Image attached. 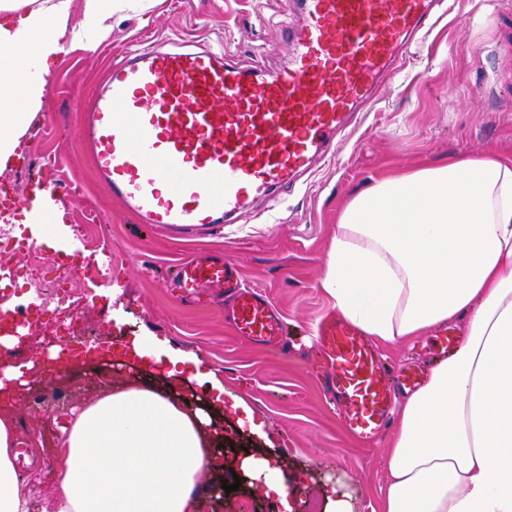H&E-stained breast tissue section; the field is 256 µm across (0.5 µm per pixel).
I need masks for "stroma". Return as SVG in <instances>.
<instances>
[{"mask_svg": "<svg viewBox=\"0 0 512 512\" xmlns=\"http://www.w3.org/2000/svg\"><path fill=\"white\" fill-rule=\"evenodd\" d=\"M298 0H140L112 18V36L95 49L66 47L47 77L55 93L50 111L37 112L21 139L13 166L0 173V190L26 207L32 186L56 189L66 218L55 247L31 242L23 225L10 226L15 242L9 273L0 275V310L18 325L36 293L33 277L65 295L68 311L47 313L40 334L18 346L28 363L44 359L77 313L84 334L116 347L152 334L201 360L230 394L247 396L262 435L239 426L233 410L218 421L236 446L272 445L288 475L295 512H323L325 490L336 489L350 512H379L386 484L383 450L396 431L388 421L374 444L344 426L335 393L326 389L319 343L323 318L333 307L321 292L324 256L338 217L360 191L395 170L437 165L454 155L512 156V98L498 89L499 43L492 31L500 0H451L450 10L413 46L400 74L380 81L363 124L339 147L337 159L317 165L305 182L259 198L226 229L182 241L135 223L98 182L80 140V104L102 81L110 63L149 44L186 40L223 47L230 60H262L275 72L291 56L288 29L303 22ZM224 253L247 286L268 297L283 322L284 344L259 347L238 336L223 299L184 297L172 286L174 267L198 249ZM68 258L70 276L33 274L35 253ZM390 375L412 365L427 376L442 358L435 334L380 350ZM139 383L172 390L198 407L213 393L195 380L177 381L116 356L87 364L70 362L46 376L33 368L16 397L13 463L22 483L38 488L33 512H44L55 491L56 456L44 453L58 441L72 412L92 401L105 383ZM231 472L205 473L204 512H278L277 500L251 494L248 479L220 490Z\"/></svg>", "mask_w": 512, "mask_h": 512, "instance_id": "obj_1", "label": "stroma"}]
</instances>
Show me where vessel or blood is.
<instances>
[{"instance_id":"1","label":"vessel or blood","mask_w":512,"mask_h":512,"mask_svg":"<svg viewBox=\"0 0 512 512\" xmlns=\"http://www.w3.org/2000/svg\"><path fill=\"white\" fill-rule=\"evenodd\" d=\"M289 65L242 69L223 51L147 47L111 65L83 107L81 138L100 182L138 223L186 237L223 226L291 185L373 99L410 37L442 0H300ZM182 293L216 288L239 336L278 344L283 325L238 266L209 250L181 261ZM328 380L349 432L375 441L395 392L367 336L332 318L320 329Z\"/></svg>"}]
</instances>
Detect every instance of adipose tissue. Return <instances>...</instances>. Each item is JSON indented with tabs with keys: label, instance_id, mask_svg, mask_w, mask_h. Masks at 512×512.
I'll return each instance as SVG.
<instances>
[{
	"label": "adipose tissue",
	"instance_id": "adipose-tissue-1",
	"mask_svg": "<svg viewBox=\"0 0 512 512\" xmlns=\"http://www.w3.org/2000/svg\"><path fill=\"white\" fill-rule=\"evenodd\" d=\"M130 0H0V172L10 168L46 77L67 45L95 49ZM320 280L333 308L377 345L449 322L461 339L397 408L385 448L380 512H512V157L457 156L388 175L338 218ZM133 350L144 366L177 370L182 351L156 336ZM22 372L0 363V512H29L19 482L12 398ZM193 379L216 396L192 408L136 383L104 388L74 416L55 472L53 512H203L199 478L222 471L209 427L225 407L261 431L246 396L225 400L212 372ZM252 492L287 501L288 476L265 454L241 456Z\"/></svg>",
	"mask_w": 512,
	"mask_h": 512
}]
</instances>
